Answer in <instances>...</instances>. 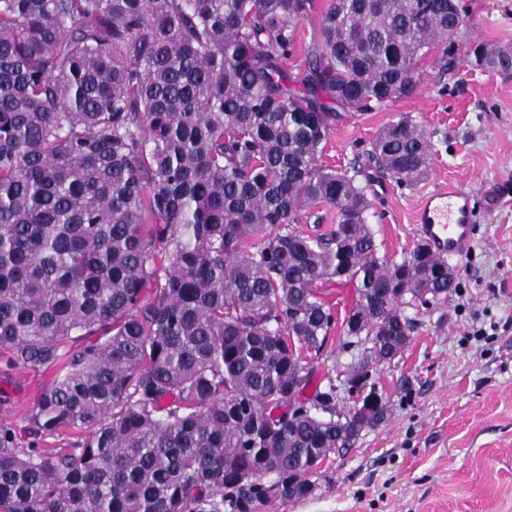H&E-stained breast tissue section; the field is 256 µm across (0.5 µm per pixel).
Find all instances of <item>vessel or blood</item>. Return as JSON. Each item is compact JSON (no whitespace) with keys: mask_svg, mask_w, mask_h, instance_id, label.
<instances>
[{"mask_svg":"<svg viewBox=\"0 0 512 512\" xmlns=\"http://www.w3.org/2000/svg\"><path fill=\"white\" fill-rule=\"evenodd\" d=\"M419 235L444 256H463L471 244L469 195L448 184L428 192L416 212Z\"/></svg>","mask_w":512,"mask_h":512,"instance_id":"1","label":"vessel or blood"}]
</instances>
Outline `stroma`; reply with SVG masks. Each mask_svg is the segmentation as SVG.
I'll return each mask as SVG.
<instances>
[{
    "mask_svg": "<svg viewBox=\"0 0 512 512\" xmlns=\"http://www.w3.org/2000/svg\"><path fill=\"white\" fill-rule=\"evenodd\" d=\"M329 0L295 26L290 89L301 90L306 47ZM467 35L489 46H512V0H462ZM466 41L449 54L434 50L418 64L415 92L368 112L342 111L320 162L354 167L369 183L368 223L379 257L400 261L418 241L414 210L445 180L472 194L474 241L453 259L459 286L431 308L402 304L414 331L404 352L378 366L373 378L390 398V418L362 432L353 448L331 455L313 477L315 490L270 512H512V72L464 66ZM409 115L433 144L423 179L406 185L376 172L367 152L380 129ZM333 328L319 356L310 357L313 386L343 380L359 359ZM50 370L7 366L0 360V423L21 445L58 452L77 431L34 438L29 417Z\"/></svg>",
    "mask_w": 512,
    "mask_h": 512,
    "instance_id": "35a3bbf8",
    "label": "stroma"
}]
</instances>
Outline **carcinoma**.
I'll list each match as a JSON object with an SVG mask.
<instances>
[{
    "instance_id": "1",
    "label": "carcinoma",
    "mask_w": 512,
    "mask_h": 512,
    "mask_svg": "<svg viewBox=\"0 0 512 512\" xmlns=\"http://www.w3.org/2000/svg\"><path fill=\"white\" fill-rule=\"evenodd\" d=\"M313 7L0 0V356L57 368L34 434L84 433L48 453L1 424L0 512H266L389 418L382 398L336 421L331 378L305 396L301 352L334 323L318 284L354 288L342 347L365 373L406 347L403 298L433 307L457 272L423 242L379 258L363 172L319 158L337 110L414 93L448 0H330L297 94L283 63ZM479 56L512 70L511 47ZM431 152L401 114L369 154L402 184ZM317 203L338 222L306 235ZM294 385L325 414L288 416Z\"/></svg>"
}]
</instances>
